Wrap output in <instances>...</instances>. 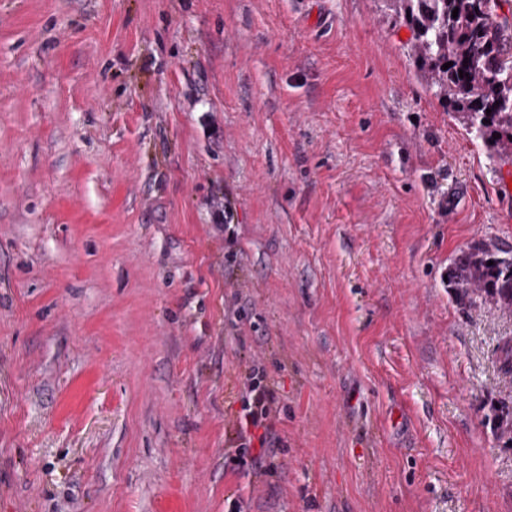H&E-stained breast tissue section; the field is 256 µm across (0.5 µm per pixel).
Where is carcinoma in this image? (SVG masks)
I'll use <instances>...</instances> for the list:
<instances>
[{"mask_svg":"<svg viewBox=\"0 0 512 512\" xmlns=\"http://www.w3.org/2000/svg\"><path fill=\"white\" fill-rule=\"evenodd\" d=\"M435 94L496 163L512 159V21L500 0H387ZM458 16H452L453 10ZM452 63L445 69L443 65ZM467 76L460 77V72ZM491 114H486V110ZM458 301L512 305V252L476 244L448 269Z\"/></svg>","mask_w":512,"mask_h":512,"instance_id":"carcinoma-1","label":"carcinoma"}]
</instances>
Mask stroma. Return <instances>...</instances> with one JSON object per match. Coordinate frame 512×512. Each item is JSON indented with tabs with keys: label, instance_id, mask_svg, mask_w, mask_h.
I'll return each mask as SVG.
<instances>
[{
	"label": "stroma",
	"instance_id": "obj_1",
	"mask_svg": "<svg viewBox=\"0 0 512 512\" xmlns=\"http://www.w3.org/2000/svg\"><path fill=\"white\" fill-rule=\"evenodd\" d=\"M410 39L384 0H0V512H512V311L445 280L512 250V160ZM260 371L252 365L244 374L245 395L237 412L236 428L241 448L254 447L255 440L259 448L251 456L254 470L264 468L269 454L279 447L280 438L274 429V414L277 412L279 397L276 390L261 384ZM262 429V433L257 432Z\"/></svg>",
	"mask_w": 512,
	"mask_h": 512
}]
</instances>
